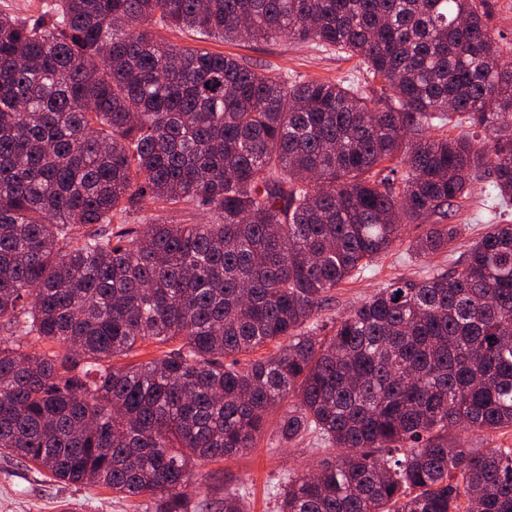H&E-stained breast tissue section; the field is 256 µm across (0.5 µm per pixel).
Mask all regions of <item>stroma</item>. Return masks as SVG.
<instances>
[{"label":"stroma","mask_w":512,"mask_h":512,"mask_svg":"<svg viewBox=\"0 0 512 512\" xmlns=\"http://www.w3.org/2000/svg\"><path fill=\"white\" fill-rule=\"evenodd\" d=\"M157 33L161 39L181 46L204 47L216 53L243 57L271 75L289 72L332 81L366 78L357 59L335 50L322 51L298 43L207 40L187 30L167 27L158 28ZM452 221L459 226L457 247L463 251L485 233L487 225L512 224V206L492 207L487 183L481 180L475 183L471 195L462 202ZM453 261L449 253H438L422 266L413 262L404 247H397L359 276L337 286L329 307L322 314V321L333 325L341 315L386 283L396 279L416 280L422 276L425 266L448 269ZM321 457L311 437L281 444L277 424L272 421L256 448L209 464L206 470L216 487L228 492L244 490L247 512H276V493L287 480L289 470L314 466ZM0 512H151V509L146 499L120 498L108 489L89 484H65L18 458L0 455Z\"/></svg>","instance_id":"35a3bbf8"}]
</instances>
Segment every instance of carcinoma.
<instances>
[{
  "label": "carcinoma",
  "mask_w": 512,
  "mask_h": 512,
  "mask_svg": "<svg viewBox=\"0 0 512 512\" xmlns=\"http://www.w3.org/2000/svg\"><path fill=\"white\" fill-rule=\"evenodd\" d=\"M485 17L483 0L0 14V453L154 512H245L240 493L185 489L295 397L279 436L324 457L288 472L278 512H512V448L454 433L512 428V224L320 321L402 225H425L421 259L455 250L447 220L485 175L512 205V60ZM158 25L336 49L378 87L269 76ZM462 122L481 135L448 136ZM175 207L210 221L124 223Z\"/></svg>",
  "instance_id": "obj_1"
}]
</instances>
